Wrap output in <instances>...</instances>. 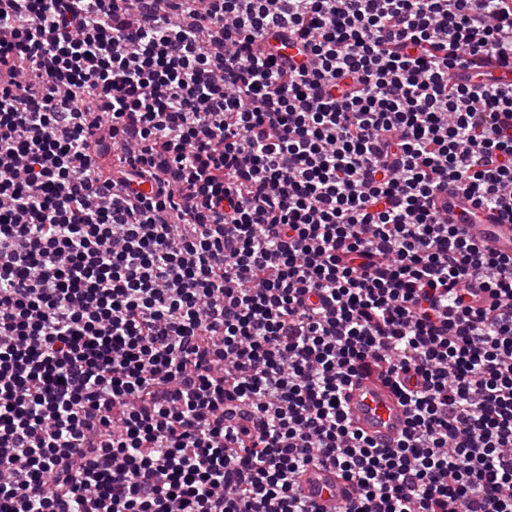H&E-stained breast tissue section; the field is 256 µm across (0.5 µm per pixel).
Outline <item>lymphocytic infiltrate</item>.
I'll use <instances>...</instances> for the list:
<instances>
[{"label":"lymphocytic infiltrate","mask_w":512,"mask_h":512,"mask_svg":"<svg viewBox=\"0 0 512 512\" xmlns=\"http://www.w3.org/2000/svg\"><path fill=\"white\" fill-rule=\"evenodd\" d=\"M508 69L512 0H0V512H512V255L443 200L512 224ZM448 220L475 236L486 247L494 251L512 253V224H500L494 212H484L479 219H473L471 208L463 203L462 196L448 190ZM344 406L352 423L371 438L391 442L406 428L405 407L380 382L353 379L344 392ZM300 485L303 494L323 512H342L351 501L348 485L330 464L310 468Z\"/></svg>","instance_id":"obj_1"}]
</instances>
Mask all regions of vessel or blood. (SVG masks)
<instances>
[{
	"label": "vessel or blood",
	"mask_w": 512,
	"mask_h": 512,
	"mask_svg": "<svg viewBox=\"0 0 512 512\" xmlns=\"http://www.w3.org/2000/svg\"><path fill=\"white\" fill-rule=\"evenodd\" d=\"M448 218L494 251L512 253V224L501 223L497 214L485 212L472 218L461 194L449 193ZM345 410L352 423L365 435L387 442L400 437L407 414L396 394L382 383L353 380L344 392ZM301 490L321 512H344L350 503L349 488L329 464L310 468L301 478Z\"/></svg>",
	"instance_id": "vessel-or-blood-1"
}]
</instances>
